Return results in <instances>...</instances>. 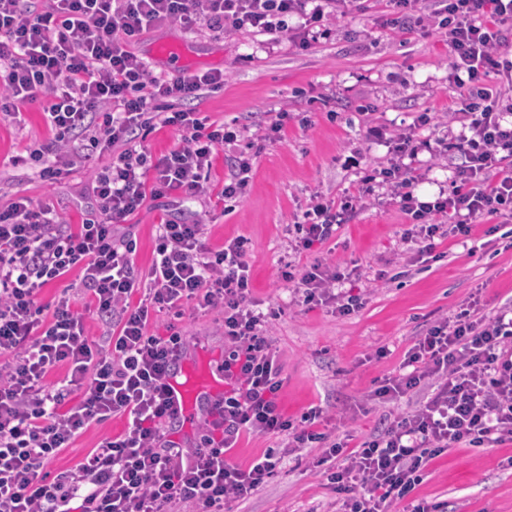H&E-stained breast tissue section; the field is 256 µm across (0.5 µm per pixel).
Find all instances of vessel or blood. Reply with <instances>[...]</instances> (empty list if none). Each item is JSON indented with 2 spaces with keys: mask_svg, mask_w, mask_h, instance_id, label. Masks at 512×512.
<instances>
[{
  "mask_svg": "<svg viewBox=\"0 0 512 512\" xmlns=\"http://www.w3.org/2000/svg\"><path fill=\"white\" fill-rule=\"evenodd\" d=\"M166 394L175 424L190 427L223 398L224 373L192 358L176 359L169 367Z\"/></svg>",
  "mask_w": 512,
  "mask_h": 512,
  "instance_id": "vessel-or-blood-1",
  "label": "vessel or blood"
}]
</instances>
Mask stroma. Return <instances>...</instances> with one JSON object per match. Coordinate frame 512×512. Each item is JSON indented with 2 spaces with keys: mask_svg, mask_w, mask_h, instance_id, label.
Wrapping results in <instances>:
<instances>
[{
  "mask_svg": "<svg viewBox=\"0 0 512 512\" xmlns=\"http://www.w3.org/2000/svg\"><path fill=\"white\" fill-rule=\"evenodd\" d=\"M390 17L387 0H358L304 49L285 39L271 46L266 36L249 31L193 33L174 24L144 34L132 46L157 74L177 72L153 55L163 43L185 48L189 72L223 71L222 88L202 90L176 104L202 112L215 124L251 130L233 151H219L210 174L213 191H220L231 175L232 153L252 158V178L240 200L184 202L174 193L148 200L146 208L121 224L120 234L137 242V269L149 268L156 226L168 219L190 223L209 212L207 239L213 246L248 237L253 297L269 316L283 360L285 412L296 422L319 408L323 428L350 435L356 444L383 428L385 408L366 406L365 397L382 379L400 373L415 336L456 313L471 294L479 295L488 312L512 303V223L493 233L489 219L476 220L468 237L439 239L436 260L410 264L401 241L406 218L385 197L344 213L335 238L313 252L297 255L288 247L289 225L302 221L315 197L343 198L389 166L388 138L394 131L425 113L430 121L419 127V139L434 141L447 133L446 113L455 95L448 80V46L435 30L401 33ZM283 110L288 126L281 139H262L260 129ZM25 119L22 127L0 121V208L20 194L36 204L59 203L70 224L93 218L91 173L106 166L109 155L91 154L83 168L47 185L30 169L9 164L51 137L40 104L26 105ZM355 152L360 166L345 167V156ZM457 161L454 154L441 162L419 152L411 168L422 200L454 190ZM321 257L358 269L357 286L366 292L359 312L339 316L290 302V285L281 276L284 263L300 268ZM181 323L189 333V355L214 366L223 363L220 313L188 312ZM124 427L119 417L90 424L45 466L47 477L74 466ZM320 454L313 448L301 459H288L238 505V512H336V491L316 464ZM412 497L443 504L445 512H512V441L442 452L430 460Z\"/></svg>",
  "mask_w": 512,
  "mask_h": 512,
  "instance_id": "stroma-1",
  "label": "stroma"
}]
</instances>
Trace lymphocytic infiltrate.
I'll use <instances>...</instances> for the list:
<instances>
[{
	"label": "lymphocytic infiltrate",
	"mask_w": 512,
	"mask_h": 512,
	"mask_svg": "<svg viewBox=\"0 0 512 512\" xmlns=\"http://www.w3.org/2000/svg\"><path fill=\"white\" fill-rule=\"evenodd\" d=\"M403 32L438 30L448 45V80L459 93L449 120L467 131L430 147L456 151L455 189L420 200L406 164L420 148L415 127L395 137L394 158L378 176L411 226L403 232L414 260L432 257L441 233L468 236L476 218L512 222V0H389ZM351 0H0V116L20 121V105L41 103L52 138L13 157L45 182L80 168L86 147L111 155L92 177L97 213L67 224L53 202L23 195L0 209V512H233L284 464L310 448L323 451L325 476L339 495L337 512H439L411 500L427 463L446 449L512 440V305L485 312L479 299L415 339L404 374L380 381L367 403L389 410V424L356 447L315 430L321 412L302 424L281 406L282 361L266 315L252 298L243 236L210 247L201 221L158 224L152 264L139 275L136 241L118 235L147 199L210 194L220 148L247 129L209 123L175 102L224 84L221 71L169 78L149 70L131 49L146 32L177 22L186 29L253 31L305 48L331 14ZM169 126L178 145L160 158L134 134ZM372 185L338 203L320 197L295 225L289 246L301 254L329 241L338 211L363 203ZM80 269L78 287L41 304L46 286ZM294 303L340 316L358 312L359 296L341 288L339 266L316 260L282 272ZM224 316L222 401L205 419L197 448L169 437L165 397L170 363L187 340L177 329H150L154 314L182 319L186 307ZM94 315L103 340L85 327ZM64 369L52 379L56 369ZM429 395L401 409L421 388ZM126 418L73 467L46 480L44 466L90 423ZM273 435L277 448L248 467L228 452L241 435Z\"/></svg>",
	"instance_id": "f902f5d3"
}]
</instances>
